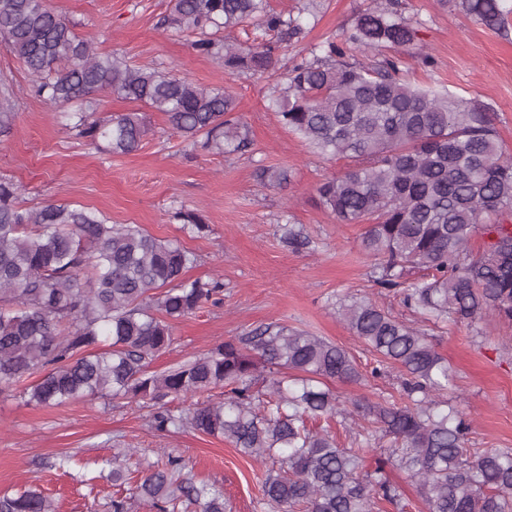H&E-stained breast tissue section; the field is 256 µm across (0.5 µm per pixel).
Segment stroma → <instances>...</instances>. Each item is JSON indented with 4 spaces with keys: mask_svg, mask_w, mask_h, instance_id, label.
Here are the masks:
<instances>
[{
    "mask_svg": "<svg viewBox=\"0 0 512 512\" xmlns=\"http://www.w3.org/2000/svg\"><path fill=\"white\" fill-rule=\"evenodd\" d=\"M99 52L134 66L157 68L208 88L229 87L236 114L248 125L247 151L216 156L192 150L168 129L161 113H148L150 131L139 148L112 155L91 149L63 127L59 110L31 91L22 63L0 48V80L11 86L18 112L9 136L0 137V177L22 188L25 207L69 203L175 240L199 256L192 279L218 278V303L174 322L172 344L151 364L161 372L228 340L271 324L288 325L347 349L361 371L376 364L341 316L344 304L363 298L425 331L448 361L447 398L471 425L472 448H512V324L486 318L477 329L433 324L410 309L399 291L372 282L374 259L362 246L361 224L338 223L318 200L317 188L348 165L314 153L268 109L267 97L284 84L292 65L329 38H342L359 13L385 0H269L274 11L304 13V31L281 43L276 66L264 76L225 71L221 60L196 53L193 36L164 25L170 0H46ZM417 21L414 44L401 57L411 83L432 85L488 104L504 150L512 154V0L501 29L465 15L459 0H401ZM287 171V183L262 182L259 169ZM199 211L208 231L185 232L172 215ZM300 229L310 245L295 249L284 226ZM340 400H400L398 369L355 385L333 381ZM23 385L0 389V492L31 483L53 500L56 512H111L113 499L129 512H154L129 485L101 477L106 459H189L196 480L224 489L229 512H271L262 495L267 467L240 455L231 443L195 431L169 434L152 428L154 404L108 395L60 406L27 402ZM60 454L69 473L42 468Z\"/></svg>",
    "mask_w": 512,
    "mask_h": 512,
    "instance_id": "obj_1",
    "label": "stroma"
}]
</instances>
